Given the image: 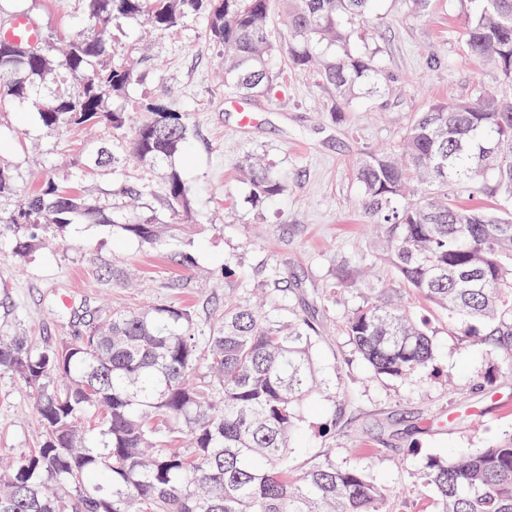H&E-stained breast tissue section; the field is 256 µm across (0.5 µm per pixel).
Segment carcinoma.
Instances as JSON below:
<instances>
[{"label": "carcinoma", "instance_id": "cac0c4a2", "mask_svg": "<svg viewBox=\"0 0 512 512\" xmlns=\"http://www.w3.org/2000/svg\"><path fill=\"white\" fill-rule=\"evenodd\" d=\"M288 7V37L271 26ZM380 0H89L97 35L70 37L60 60L53 42L0 38V106L28 99L60 70L66 95L39 112L47 130L108 123L121 147L148 168H166L163 204L189 218L175 160L189 146L188 118L140 102L141 118L109 108L134 77L110 63L116 18L166 31L192 12L208 14V38L224 50V83L241 96L274 89L277 57L314 72L343 112L353 93L379 89L381 66L351 48L354 23L378 16ZM467 51L512 85V0H474L464 28ZM243 174L256 200L286 190L254 160ZM363 207L385 230L383 256L412 293L448 314V325L497 349L512 369V216L467 206L466 184L512 205V93L476 80L470 96L417 113L396 147L366 152L356 166ZM0 224L59 234L72 224L118 227L149 247L180 225L123 221L49 177ZM346 334L374 373L405 378L434 356L427 325L387 291L366 298ZM314 329L280 325L246 301L224 305L197 331L193 311L166 302L94 317L61 345L0 335V372L35 394L39 448L0 474V512H389L390 487L330 464L295 478L288 448L301 439L296 407L317 384ZM433 512H512V434L470 454L433 457L421 474Z\"/></svg>", "mask_w": 512, "mask_h": 512}]
</instances>
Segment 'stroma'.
Listing matches in <instances>:
<instances>
[{"label": "stroma", "instance_id": "35a3bbf8", "mask_svg": "<svg viewBox=\"0 0 512 512\" xmlns=\"http://www.w3.org/2000/svg\"><path fill=\"white\" fill-rule=\"evenodd\" d=\"M24 5L55 43L88 29V0ZM379 14L378 34L359 31L353 47L376 56L384 90L356 94L338 116L316 75L285 65L277 94L231 92L223 50L205 36L204 11L170 31L133 19L114 23L115 58L137 75L114 108L153 100L188 115L191 150L177 167L193 221L152 248L100 224L42 231L22 258L11 250L15 228L0 226V334L58 344L79 335L93 313L164 301L203 317L223 310L228 297L258 302L281 292L277 318L306 317L316 328L318 386L298 411L304 439L288 451L293 473L327 463L361 471L397 490L392 512H430L433 492L420 482L429 458L451 448L473 452L512 433V373L499 351L449 329L444 313L418 298L413 310L428 322L435 347L428 370L380 377L357 353L347 317L371 289L399 294L403 286L377 258L383 241L364 212L356 163L365 151L396 143L429 103L469 96L478 77L491 86L502 80L466 51L464 0H429L422 14L409 0H382ZM43 103L35 94L0 107V165L17 187L0 199V211L16 208L48 175L129 220L153 214L174 222L156 197L124 193L144 183L161 188L160 171L129 158L113 169L88 164L112 144L110 125L51 132L38 118ZM245 109L253 114L247 126L239 121ZM251 156L282 174L287 190L277 202L251 201L240 176ZM118 257L134 270L133 285L100 279ZM34 403L29 387L0 374V458L38 448Z\"/></svg>", "mask_w": 512, "mask_h": 512}]
</instances>
